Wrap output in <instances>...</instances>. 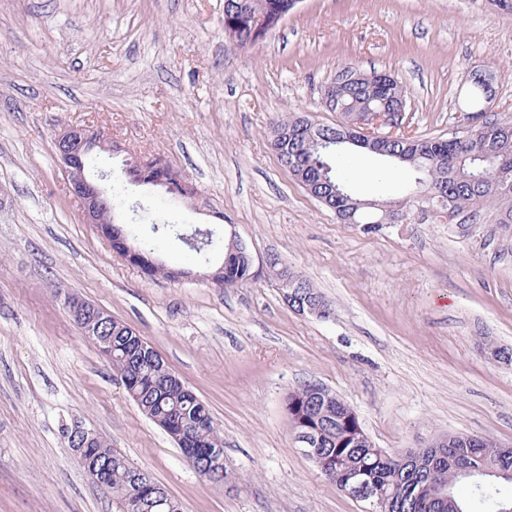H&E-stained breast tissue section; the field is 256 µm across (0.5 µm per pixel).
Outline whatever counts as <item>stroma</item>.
Returning <instances> with one entry per match:
<instances>
[{
	"instance_id": "obj_1",
	"label": "stroma",
	"mask_w": 512,
	"mask_h": 512,
	"mask_svg": "<svg viewBox=\"0 0 512 512\" xmlns=\"http://www.w3.org/2000/svg\"><path fill=\"white\" fill-rule=\"evenodd\" d=\"M351 64L394 74L403 124L448 137L460 120L512 117V12L488 0H301L248 47L224 0H0V512H120L79 470L62 428L79 419L148 471L182 512H361L300 451L285 410L311 381L348 402L376 447L439 434L512 445V224H343L281 166L269 132L288 112L333 125L323 86ZM495 97L468 109L475 69ZM93 125L192 181L196 211L137 185L121 157L105 184L131 239L160 241L193 279L150 278L84 223L53 138ZM365 199H402L405 167L349 158ZM233 224L253 276L201 279L171 223ZM310 280L333 315L289 309L266 261ZM137 330L209 407L227 484L204 481L147 419L53 290Z\"/></svg>"
}]
</instances>
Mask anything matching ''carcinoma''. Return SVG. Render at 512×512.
<instances>
[{
    "label": "carcinoma",
    "instance_id": "carcinoma-1",
    "mask_svg": "<svg viewBox=\"0 0 512 512\" xmlns=\"http://www.w3.org/2000/svg\"><path fill=\"white\" fill-rule=\"evenodd\" d=\"M286 0H224V31H233L238 38L250 35V27L242 14L267 10ZM358 72L353 65L341 67L334 76L336 109L346 114L359 111H391L405 100L400 81L386 87L378 83L377 72L365 74L366 80L344 83V75ZM497 143L512 146V119L485 122L477 133L463 142L398 133L387 144V153L379 158L398 164V156L412 151L415 157L411 169L424 179H432L438 192L446 197L447 207L477 223L482 216L496 214L499 224H512V153L505 158L495 157ZM297 149L295 155L306 168L312 196L328 208L341 213L345 204L342 194L350 198L348 178L343 162L352 153L348 146L329 141L320 144L304 141L289 142ZM197 255L214 250L227 251L228 240H217L208 232L200 238L184 240ZM253 277L250 251L232 256L226 279L242 282ZM104 337L96 339L99 349L112 341V358L108 363L129 397L141 412L165 431L174 432L183 424L192 429V442L197 448H224L220 429L214 423L207 405L181 381L161 355L148 360L140 348L136 333L126 324L112 320L104 327ZM315 385L304 383L288 393V404L301 415L304 425L321 428V453L335 475L332 483L346 472L360 471L369 484L385 499V512H473L475 501L471 468L506 470V477L492 481L512 485V453L504 454L496 441L489 437H473L468 442H445L437 437L429 446L415 450L404 463L399 455L383 448L368 447L357 442L350 422L336 425V406L332 414L323 416L314 405ZM102 456L107 466L108 483L104 490L121 502L129 497L142 499L146 512H181L180 503L156 481L141 484L133 477V464L106 441L101 447L87 449V454Z\"/></svg>",
    "mask_w": 512,
    "mask_h": 512
}]
</instances>
